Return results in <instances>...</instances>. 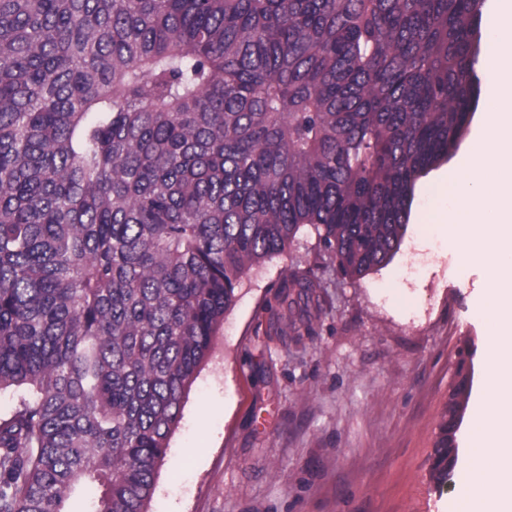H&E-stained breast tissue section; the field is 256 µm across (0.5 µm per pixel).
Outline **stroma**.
Returning <instances> with one entry per match:
<instances>
[{"label":"stroma","instance_id":"35a3bbf8","mask_svg":"<svg viewBox=\"0 0 512 512\" xmlns=\"http://www.w3.org/2000/svg\"><path fill=\"white\" fill-rule=\"evenodd\" d=\"M418 185L399 251L352 278L313 226L241 280L157 469L148 512H453L485 392L486 286L429 222L448 198ZM314 268L308 330L277 336L294 268ZM472 349L471 406L443 487L428 470L440 417Z\"/></svg>","mask_w":512,"mask_h":512}]
</instances>
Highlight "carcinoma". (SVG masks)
<instances>
[{"instance_id": "1", "label": "carcinoma", "mask_w": 512, "mask_h": 512, "mask_svg": "<svg viewBox=\"0 0 512 512\" xmlns=\"http://www.w3.org/2000/svg\"><path fill=\"white\" fill-rule=\"evenodd\" d=\"M481 3L0 0V512H148L242 278L304 224L346 276L392 259L478 108Z\"/></svg>"}]
</instances>
